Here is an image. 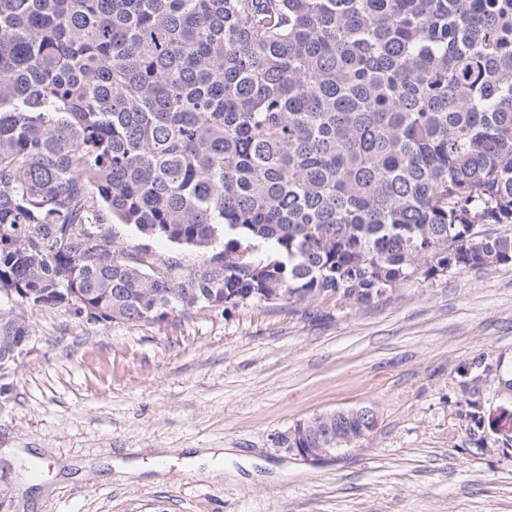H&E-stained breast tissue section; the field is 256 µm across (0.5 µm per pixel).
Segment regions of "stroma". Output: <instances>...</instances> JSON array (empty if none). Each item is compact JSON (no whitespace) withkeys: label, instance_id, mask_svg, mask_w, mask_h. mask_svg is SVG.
Instances as JSON below:
<instances>
[{"label":"stroma","instance_id":"35a3bbf8","mask_svg":"<svg viewBox=\"0 0 512 512\" xmlns=\"http://www.w3.org/2000/svg\"><path fill=\"white\" fill-rule=\"evenodd\" d=\"M29 322L27 354L0 377V512H512V447L470 435L457 375L480 355L512 368V264L369 306ZM360 407L378 425L353 451L309 463L274 442ZM169 448L229 455L211 478ZM132 463L144 473L125 475Z\"/></svg>","mask_w":512,"mask_h":512}]
</instances>
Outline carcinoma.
I'll use <instances>...</instances> for the list:
<instances>
[{"mask_svg": "<svg viewBox=\"0 0 512 512\" xmlns=\"http://www.w3.org/2000/svg\"><path fill=\"white\" fill-rule=\"evenodd\" d=\"M492 224H512V0H0V355L28 311L386 301L512 263ZM492 373L512 393L482 357L457 371L474 436ZM365 424L293 428L346 448Z\"/></svg>", "mask_w": 512, "mask_h": 512, "instance_id": "carcinoma-1", "label": "carcinoma"}]
</instances>
